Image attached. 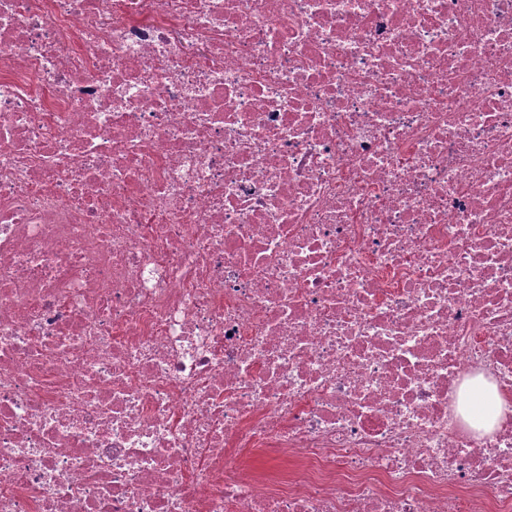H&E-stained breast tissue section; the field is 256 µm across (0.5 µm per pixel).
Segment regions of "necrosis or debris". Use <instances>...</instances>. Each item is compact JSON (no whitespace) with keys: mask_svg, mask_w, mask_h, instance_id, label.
<instances>
[{"mask_svg":"<svg viewBox=\"0 0 512 512\" xmlns=\"http://www.w3.org/2000/svg\"><path fill=\"white\" fill-rule=\"evenodd\" d=\"M478 377L512 0H0V512H512ZM484 392L487 411L483 414L484 406L482 401L478 398H473L471 405L468 407L466 419H473L479 428L489 431L497 423L501 410V401L493 389H485Z\"/></svg>","mask_w":512,"mask_h":512,"instance_id":"4bbe7bcc","label":"necrosis or debris"}]
</instances>
